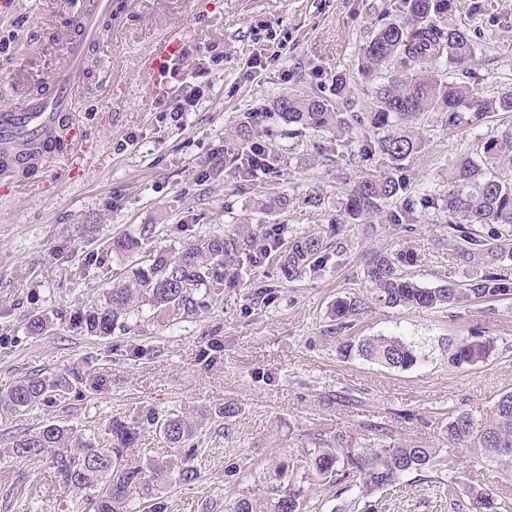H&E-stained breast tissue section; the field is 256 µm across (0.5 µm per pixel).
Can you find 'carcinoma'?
<instances>
[{"label":"carcinoma","instance_id":"carcinoma-1","mask_svg":"<svg viewBox=\"0 0 512 512\" xmlns=\"http://www.w3.org/2000/svg\"><path fill=\"white\" fill-rule=\"evenodd\" d=\"M401 23L378 28L363 47L358 75L375 85L373 111L343 112L337 99L346 93L343 74L322 95L291 94L274 104L288 135L307 132L331 135L334 140H358L359 152L379 155L382 167L365 173L347 190L346 220L367 221L397 203L409 186L410 162L422 150L415 128L434 113L443 114L450 130L473 127L492 112L512 113V86L491 97L482 96L467 82L476 55V42L467 29L443 25L433 18L452 11L453 0H400ZM448 75L440 74V62ZM257 116H238L241 143H254ZM240 181H260L277 168L280 157L272 148L256 147L250 163L240 154L224 158ZM447 213L448 243L465 264H477L481 272L465 283L450 282L428 288L413 281L405 268L417 261L414 253L375 251L366 260L364 276L374 288V300L388 307L441 309L460 307L474 299L512 295V126L475 137L472 150L448 171V194L442 199ZM156 225L144 224L135 234L112 238L111 252L126 260L124 282L104 292L103 306L78 311L69 324L93 337L106 339L127 327L133 316L150 313L196 315L221 302L224 286L232 284L245 267L275 268L280 284L299 280L323 269L342 250L333 227L323 231L284 237V227L260 220L255 224H231L222 235L195 239L178 250L155 249L151 243ZM359 297L336 301L333 323L326 333L336 339L344 358L358 356L389 369H408L421 361L417 346L400 336H372L355 340L345 332L364 314ZM51 315L31 311L26 315V336L49 332ZM494 341L483 336H463L450 356L457 367L484 361ZM90 371L62 373L54 378L29 375L0 390V407L24 414L32 409L53 408L82 396ZM149 428L163 442L178 450L179 460L152 459L145 464L129 458L140 430ZM448 443L474 450L485 461L512 478V392L502 394L487 413H453L448 417ZM195 422L171 411L147 409L129 424L114 419L103 433L76 438L65 427L49 421L39 431L17 439L15 457L45 459L65 483L90 491L86 504L92 512H167L166 490L174 484H191L201 478L195 461L204 452L195 440ZM308 464L304 478L341 495L355 494L351 505L370 512L365 504L371 494L397 490L402 476L423 470L448 472V493L456 485V460L434 448L401 442H361L349 432L332 440L315 437L312 447L301 449ZM267 512H312L304 487L283 465L269 474ZM467 497L473 512H504L506 503L481 486H471Z\"/></svg>","mask_w":512,"mask_h":512}]
</instances>
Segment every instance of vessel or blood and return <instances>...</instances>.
<instances>
[{"mask_svg":"<svg viewBox=\"0 0 512 512\" xmlns=\"http://www.w3.org/2000/svg\"><path fill=\"white\" fill-rule=\"evenodd\" d=\"M112 13L113 0H81L76 30L64 46V66L44 79L40 92L0 109V172L27 169L36 174L64 158L73 173H80L89 135L75 126L79 93L86 85L95 46L112 25ZM183 50L184 40L176 29L153 46L145 62L153 89L165 86L168 69Z\"/></svg>","mask_w":512,"mask_h":512,"instance_id":"1","label":"vessel or blood"}]
</instances>
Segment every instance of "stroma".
I'll return each instance as SVG.
<instances>
[{
    "label": "stroma",
    "instance_id": "stroma-1",
    "mask_svg": "<svg viewBox=\"0 0 512 512\" xmlns=\"http://www.w3.org/2000/svg\"><path fill=\"white\" fill-rule=\"evenodd\" d=\"M396 0H129L112 23L90 69L78 118L92 133L91 157L83 176L11 183L0 179V336L21 334L34 308L77 311L102 304L111 288L115 261L88 264L112 236L143 224L158 225V246L177 249L200 235L220 234L229 222L253 221L255 198H288L269 223L288 234L318 230L342 213L344 189L380 156H361L356 144L306 135L292 138L268 110L277 99L317 93L334 74L348 76L339 107L369 111L373 84L360 80L354 64L365 42L385 22L400 20ZM74 0H16L0 9V106L18 103L42 77L63 63V45L73 31ZM446 22L477 35L471 83L494 94L512 82V0H454ZM187 29V47L215 46L223 68L199 78L201 99L177 122L162 119L156 96L146 91L141 60L172 28ZM269 48L287 40L277 61L249 68L255 35ZM116 90L106 93L102 80ZM266 111L257 133L282 157L278 173L256 186L239 185L223 166L207 167L211 153L233 147L240 113ZM475 131H448L440 119L418 126L424 148L409 170L405 199L417 222L407 228L376 217L372 224H343L344 253L300 281L280 287L276 301L255 306L258 285L272 282V268L243 272L222 302L198 315L145 320L127 333L102 340L59 323L53 334L0 347V389L32 373L91 371L101 387L87 388L77 401L25 415L0 411V512H78L83 492L56 477L47 462L4 455L19 437L55 421L77 433H102L115 417L134 421L142 409L181 410L196 415V439L205 453L202 477L168 492L169 512H224L226 497L249 501L266 512V476L279 465L302 476L299 455L284 447L309 446L313 436L333 438L379 434L398 441L447 449L448 415L489 410L512 391V296L476 300L466 307L427 310L390 308L373 301L363 265L375 250L413 251L408 274L425 287L462 281L470 267L448 244L442 210L424 193L442 196L448 170L467 152ZM134 136L133 145L120 141ZM210 178L199 183L200 170ZM322 195V206L308 202ZM356 295L367 308L351 333L394 335L414 342L416 366L388 369L359 357H341L325 329L337 299ZM492 338L494 350L473 366H453L448 344L462 336ZM221 343L222 356L204 355ZM235 403L230 422L218 408ZM456 495L439 492L440 473H410L401 493L381 494L378 512H469L466 487L493 492L501 473L456 449ZM236 459L241 472L232 492L224 490V462Z\"/></svg>",
    "mask_w": 512,
    "mask_h": 512
}]
</instances>
